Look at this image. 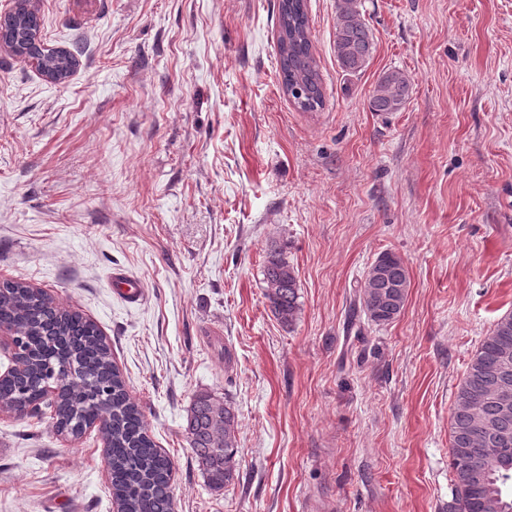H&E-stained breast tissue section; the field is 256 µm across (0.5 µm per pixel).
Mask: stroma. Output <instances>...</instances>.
Here are the masks:
<instances>
[{
    "label": "stroma",
    "mask_w": 512,
    "mask_h": 512,
    "mask_svg": "<svg viewBox=\"0 0 512 512\" xmlns=\"http://www.w3.org/2000/svg\"><path fill=\"white\" fill-rule=\"evenodd\" d=\"M278 0H38L65 82L0 52V280L94 321L157 448L174 512H448L450 417L512 314V0H359L375 51L334 52L343 0H307L325 92L278 75ZM402 111L368 104L383 72ZM285 246L299 312L262 267ZM399 254L391 323L360 284ZM122 270L142 299L112 291ZM238 415V478L211 490L185 432L200 392ZM98 429L0 416V512H113ZM409 77L399 69L388 70L379 79L370 100L375 112H399L410 96ZM262 275L271 312L283 325H291L299 310L298 284L282 247L271 245L267 250ZM409 286L401 257L388 251L379 254L360 287L359 302L368 320L378 325L395 320L404 308Z\"/></svg>",
    "instance_id": "1"
}]
</instances>
